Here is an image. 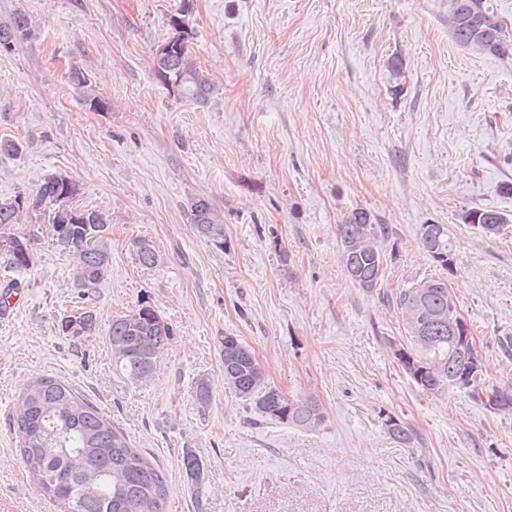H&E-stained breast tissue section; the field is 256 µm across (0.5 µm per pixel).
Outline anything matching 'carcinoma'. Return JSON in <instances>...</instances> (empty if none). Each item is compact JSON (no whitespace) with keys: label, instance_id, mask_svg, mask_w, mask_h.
Wrapping results in <instances>:
<instances>
[{"label":"carcinoma","instance_id":"carcinoma-1","mask_svg":"<svg viewBox=\"0 0 512 512\" xmlns=\"http://www.w3.org/2000/svg\"><path fill=\"white\" fill-rule=\"evenodd\" d=\"M193 0H181L178 12L169 18L170 50L156 55L154 76L159 84L179 99L203 107L214 98L217 88L191 59L188 16ZM449 27L462 47L498 57L512 56V38L486 0H451ZM29 31L24 12L0 25V48L7 49ZM69 82L82 90L89 108L102 111L108 103L94 93L89 75L81 68L69 72ZM80 192L79 185L61 174H53L29 196H17L0 203V230L11 229L23 214L43 211L44 223L57 244L72 257L77 287L90 296L104 279L111 260L108 228L103 214L77 210L69 201ZM189 219L198 235L217 247H224V224L205 197L191 199ZM463 220L486 234L495 235L511 222L494 209H476ZM389 226L378 222L370 211L359 208L343 216L337 225L342 261L350 281L366 293L380 285L387 251L383 243ZM37 236L8 234L7 262L17 269L32 261ZM423 251L442 269L453 273L456 249L444 224H424L419 229ZM135 259L144 267L159 263L152 241L133 240ZM397 310L408 327L409 343H391L402 369L418 388L438 393L450 387L468 388L491 410L512 412V384L481 385L484 364L474 346L464 345L462 336L448 332V320L458 315L456 302L443 279H429L409 288L395 299ZM72 336L98 333L97 316L90 307L77 316L61 320L60 331ZM173 329L150 302L143 300L126 314L112 319L105 331L112 349L115 370L132 383L144 382L153 373L158 355L166 347ZM224 384L251 402L264 417L292 427L310 430L324 421L319 402L312 397L290 399L265 380L264 371L251 350L235 336L224 337ZM194 396L207 406L212 400L210 380L195 381ZM16 423L23 435L19 449L29 471L41 489L67 506V512H167L168 481L162 469L132 447L129 437L100 413L88 399L65 382L41 376L23 389ZM384 425L390 438L406 447L414 443L411 428L393 416ZM181 468L189 484L202 491L201 461L189 449L182 451Z\"/></svg>","mask_w":512,"mask_h":512}]
</instances>
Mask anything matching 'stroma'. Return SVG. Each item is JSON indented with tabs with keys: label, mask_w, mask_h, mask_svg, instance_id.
<instances>
[{
	"label": "stroma",
	"mask_w": 512,
	"mask_h": 512,
	"mask_svg": "<svg viewBox=\"0 0 512 512\" xmlns=\"http://www.w3.org/2000/svg\"><path fill=\"white\" fill-rule=\"evenodd\" d=\"M180 0H0V24L25 11L30 30L0 53V201L64 174L71 205L110 225L107 276L89 298L72 259L37 213L24 269L0 250V288L18 295L0 315V512H65L23 465L16 425L26 383L50 375L96 405L167 475L169 512H512V414L466 389L432 394L402 370L407 343L391 299L446 277L487 368L512 383V222L498 235L463 223L470 209L512 219V56L462 49L450 0H194L198 67L218 89L182 102L154 78ZM401 54L400 75L388 67ZM84 69L109 108L89 110L68 81ZM208 198L224 245L189 224ZM363 208L388 224L392 255L376 292L349 281L336 226ZM424 224L447 225L456 268L421 249ZM160 262L139 265L135 238ZM174 334L146 381L112 367L103 334L138 300ZM91 307L96 336H66L60 319ZM247 346L270 386L316 398L324 422L306 431L266 419L224 385L225 336ZM208 378L207 407L194 398ZM407 422L415 447L389 438ZM192 449L203 493L180 466Z\"/></svg>",
	"instance_id": "obj_1"
}]
</instances>
